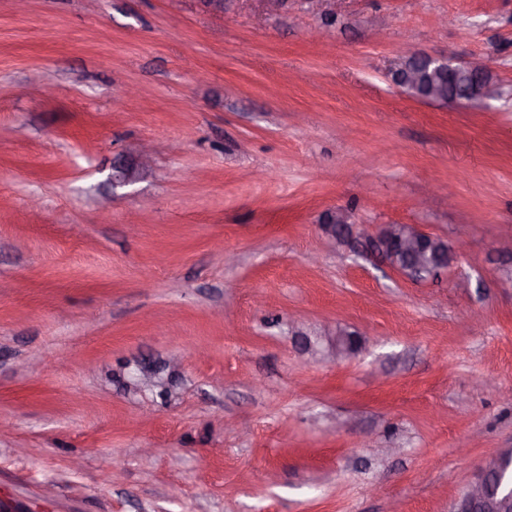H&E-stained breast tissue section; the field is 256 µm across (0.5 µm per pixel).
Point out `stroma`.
Listing matches in <instances>:
<instances>
[{
  "label": "stroma",
  "mask_w": 512,
  "mask_h": 512,
  "mask_svg": "<svg viewBox=\"0 0 512 512\" xmlns=\"http://www.w3.org/2000/svg\"><path fill=\"white\" fill-rule=\"evenodd\" d=\"M404 45L502 97H409ZM339 208L457 259L412 280L334 244ZM334 323L367 349L296 347ZM175 354L173 397L126 388ZM508 389L512 0H0L7 512H450ZM410 62H423L428 67H432L436 73L448 70V68L464 69L468 72V75L472 73L486 72L487 70L486 65L482 63L466 62L463 64L453 65L448 61V59L433 57L430 55H420L411 50H401L399 51L398 58L394 61L392 76L400 75L399 82L401 84L396 85L401 88L404 93H406L405 91L407 90H412L416 85L415 80L417 74L409 68L408 64ZM138 161L134 169L126 165L115 166V173L112 175V185H124L131 182L133 179L141 178L148 172L149 156L146 150H143L137 155ZM297 330L294 334L296 342L301 349L311 354L312 358L341 360L358 354L362 346L368 341V334L360 331L350 332L346 328L336 325L334 328L323 330L320 339L325 341V347L319 341H313L306 333Z\"/></svg>",
  "instance_id": "1"
}]
</instances>
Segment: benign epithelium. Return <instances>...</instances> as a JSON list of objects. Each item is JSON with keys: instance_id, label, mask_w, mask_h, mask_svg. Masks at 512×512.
<instances>
[{"instance_id": "obj_1", "label": "benign epithelium", "mask_w": 512, "mask_h": 512, "mask_svg": "<svg viewBox=\"0 0 512 512\" xmlns=\"http://www.w3.org/2000/svg\"><path fill=\"white\" fill-rule=\"evenodd\" d=\"M425 63L435 72L448 68L464 69L468 73H478L487 70L486 65L476 62H466L453 65L444 58L430 55H420L411 50L399 51L394 61L393 74L399 77V88L402 91L413 89L416 85V73L409 68V63ZM135 168L126 165L115 167L112 175V185H124L148 172L149 156L146 151L137 155ZM325 233L340 245H346L352 240L360 241L367 250L387 259L390 245L398 249L423 256L431 246H441L451 255H456L455 248L447 241L423 232L415 224H382L371 232L356 231L349 212L338 209L326 216L323 225ZM296 342L301 349L313 358L341 360L358 354L368 341V334L360 331L350 332L336 326L323 330L320 340H312L307 334L296 331ZM179 359L171 357L163 363L140 360L130 372L127 385L130 388L158 389L172 392L170 374L178 368ZM512 503V461H507L505 453L501 452L490 457L466 491L454 504L453 512H505L501 505Z\"/></svg>"}]
</instances>
